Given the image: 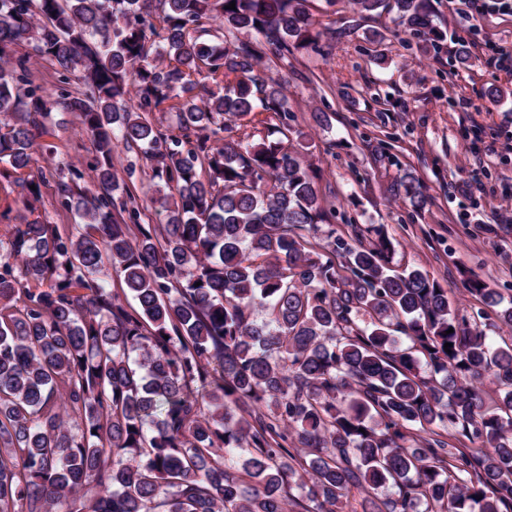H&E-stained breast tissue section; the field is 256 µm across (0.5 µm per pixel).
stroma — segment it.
I'll use <instances>...</instances> for the list:
<instances>
[{"label":"stroma","mask_w":512,"mask_h":512,"mask_svg":"<svg viewBox=\"0 0 512 512\" xmlns=\"http://www.w3.org/2000/svg\"><path fill=\"white\" fill-rule=\"evenodd\" d=\"M432 4L434 25L447 34L440 50L426 49L422 33L395 14L311 0L315 47L263 65L284 87L290 129L306 135L303 156L318 170L321 195L335 203L337 235L350 241L354 228L383 226L399 244L395 262L447 284L472 313L484 310L464 289L472 275L512 300V224L496 221L512 203V151L503 148L512 132V72L484 60L488 42H512V13L488 15L476 36L451 0ZM316 112L325 113L324 125L313 122ZM41 141L55 152L33 165L40 213L69 232L78 219L56 203L55 169L75 165L92 187L91 144L75 114L62 110ZM407 172L422 185V208L396 191Z\"/></svg>","instance_id":"35a3bbf8"}]
</instances>
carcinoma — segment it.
Segmentation results:
<instances>
[{"instance_id": "carcinoma-1", "label": "carcinoma", "mask_w": 512, "mask_h": 512, "mask_svg": "<svg viewBox=\"0 0 512 512\" xmlns=\"http://www.w3.org/2000/svg\"><path fill=\"white\" fill-rule=\"evenodd\" d=\"M158 2L0 0V164L38 211L36 133L61 107L100 189L71 170L77 233L38 215L0 238V512H357V495L370 512H512V344L394 265L382 227L336 236L311 166L269 140L288 136L287 98L258 64L312 43L308 0ZM392 2L445 41L430 0ZM206 23L266 41L203 40ZM121 147L154 163L140 198ZM397 192L425 203L409 173ZM147 201L167 223H139ZM465 287L512 327V305Z\"/></svg>"}]
</instances>
